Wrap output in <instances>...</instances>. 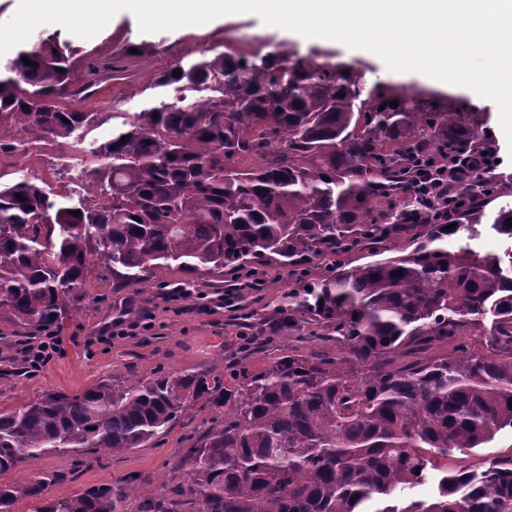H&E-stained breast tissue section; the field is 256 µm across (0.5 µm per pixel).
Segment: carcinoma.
Segmentation results:
<instances>
[{"instance_id": "obj_1", "label": "carcinoma", "mask_w": 512, "mask_h": 512, "mask_svg": "<svg viewBox=\"0 0 512 512\" xmlns=\"http://www.w3.org/2000/svg\"><path fill=\"white\" fill-rule=\"evenodd\" d=\"M330 57L282 47L170 69L156 86L205 91L203 103L140 112L99 147L89 188L0 182V319L17 328L62 331L95 262L118 285L157 268L185 274L184 289L198 274L234 282L256 264L295 284L234 320L237 356L207 371L0 412V475L60 449L78 468L93 450L141 448L201 400L215 419L189 438L181 499L141 512H512V452L481 471L446 468L512 429V205L488 218L497 167L476 159L496 150L453 95L367 89L358 64ZM70 68L48 38L0 65V138L65 139L93 122L61 104ZM487 233L506 247L482 251ZM430 479L431 501L397 504ZM50 486L0 482V512ZM120 502L91 487L40 512Z\"/></svg>"}]
</instances>
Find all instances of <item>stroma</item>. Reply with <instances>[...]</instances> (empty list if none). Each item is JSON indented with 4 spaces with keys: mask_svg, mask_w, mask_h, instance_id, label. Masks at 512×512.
<instances>
[{
    "mask_svg": "<svg viewBox=\"0 0 512 512\" xmlns=\"http://www.w3.org/2000/svg\"><path fill=\"white\" fill-rule=\"evenodd\" d=\"M46 37L69 46L73 86L83 84L89 62H112L111 79L100 84L96 93L66 101L68 107L97 113L98 119L58 140L57 145H78L91 151L157 99L173 101L186 95V87L179 83L163 88L154 85L156 76L173 66L222 51L256 62L282 43L302 56L324 46L321 40L273 30L259 17L238 14L203 25L143 33L134 15L121 11L93 38L83 39L62 26L44 24L30 39L35 42ZM462 100L478 112L480 133L489 135L503 156L501 169L508 178L501 190L512 193V161L507 158L512 149L499 125L497 105L467 92ZM258 272L262 288L238 289L228 281L210 277L202 281L199 293L188 297L172 288V281L179 277L174 270L158 269L139 283L116 287L111 271L97 267L86 285L80 312L64 324L58 353L39 373H29L21 351L29 344V337H22L21 347L12 351L10 359L0 358V410L19 409L48 393L75 395L102 381L146 377L160 369H209L234 348L232 320L261 310L273 296L292 286L286 271L277 266L265 265ZM212 416L209 407L197 403L161 440L144 447L115 455H87L85 465L77 470L72 467V453L57 451L32 467L0 475V481L54 477L46 498L53 501L93 486L119 489L133 476L137 490L125 494L121 512H139L143 498L184 484L189 469L184 462L187 439L206 430Z\"/></svg>",
    "mask_w": 512,
    "mask_h": 512,
    "instance_id": "obj_1",
    "label": "stroma"
}]
</instances>
